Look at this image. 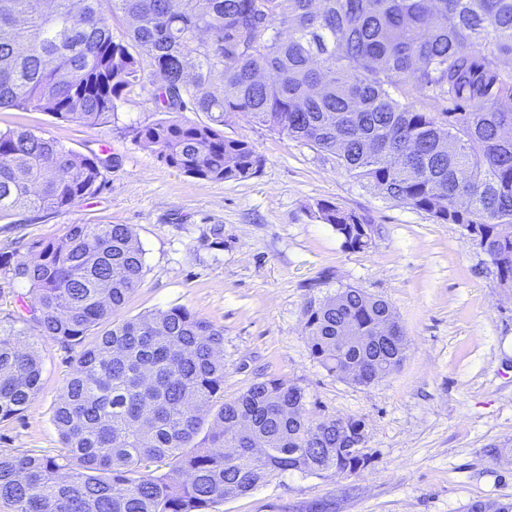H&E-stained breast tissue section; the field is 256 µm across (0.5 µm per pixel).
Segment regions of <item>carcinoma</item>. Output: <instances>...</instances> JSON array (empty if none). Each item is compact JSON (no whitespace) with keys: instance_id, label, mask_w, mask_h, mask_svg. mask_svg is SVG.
<instances>
[{"instance_id":"1","label":"carcinoma","mask_w":512,"mask_h":512,"mask_svg":"<svg viewBox=\"0 0 512 512\" xmlns=\"http://www.w3.org/2000/svg\"><path fill=\"white\" fill-rule=\"evenodd\" d=\"M154 76L163 118L133 127L132 141L168 166L251 177L260 157L223 132L244 113L459 225L512 287V0H0V109L103 124ZM431 99L442 116L426 111ZM105 169L95 153L0 131V217L63 212L97 194ZM317 213L343 246L373 244L366 216L331 202ZM144 268L126 224H71L32 260L0 254L31 295L0 318V422L40 390L32 332L78 350L52 415L64 452L0 449V508L206 512L277 473L369 464L363 421L310 419L298 385L271 378L224 400L223 328L184 307L112 320ZM303 316L313 358L339 380L379 382L407 357V338L377 333L395 318L390 303L360 288L312 299ZM468 512H512V498Z\"/></svg>"}]
</instances>
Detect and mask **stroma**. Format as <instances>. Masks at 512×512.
<instances>
[{
	"mask_svg": "<svg viewBox=\"0 0 512 512\" xmlns=\"http://www.w3.org/2000/svg\"><path fill=\"white\" fill-rule=\"evenodd\" d=\"M150 90L123 98L111 123L89 126L40 111L0 110V130L24 128L108 161L105 183L64 212L0 219V254L30 260L71 224H126L145 252L141 285L115 321L175 306L224 329V397L270 377L304 389L315 419L365 423L369 465L354 474L282 473L210 512H466L512 496V293L455 224L436 223L363 187L335 160L236 114L225 137L261 159L253 176L206 181L134 144L131 126L156 119ZM367 216L374 243L343 247L317 205ZM224 244H209L215 225ZM352 285L384 297L408 340L402 367L378 384L341 381L313 359L308 301ZM41 389L21 417L0 423V448L56 456L54 404L76 352L40 336Z\"/></svg>",
	"mask_w": 512,
	"mask_h": 512,
	"instance_id": "35a3bbf8",
	"label": "stroma"
}]
</instances>
